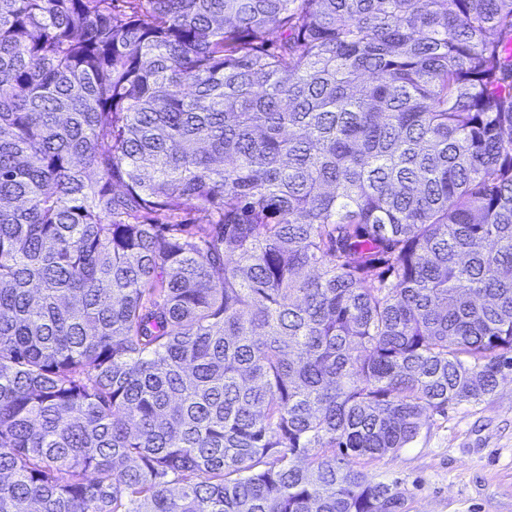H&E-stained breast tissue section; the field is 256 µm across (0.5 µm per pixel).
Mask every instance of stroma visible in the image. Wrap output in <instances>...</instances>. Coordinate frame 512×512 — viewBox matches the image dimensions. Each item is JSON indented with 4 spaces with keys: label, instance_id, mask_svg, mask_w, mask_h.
<instances>
[{
    "label": "stroma",
    "instance_id": "stroma-1",
    "mask_svg": "<svg viewBox=\"0 0 512 512\" xmlns=\"http://www.w3.org/2000/svg\"><path fill=\"white\" fill-rule=\"evenodd\" d=\"M360 468L398 483L408 512H512V374L480 402L427 414L407 448Z\"/></svg>",
    "mask_w": 512,
    "mask_h": 512
}]
</instances>
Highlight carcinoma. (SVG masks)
Returning a JSON list of instances; mask_svg holds the SVG:
<instances>
[{"label": "carcinoma", "instance_id": "1", "mask_svg": "<svg viewBox=\"0 0 512 512\" xmlns=\"http://www.w3.org/2000/svg\"><path fill=\"white\" fill-rule=\"evenodd\" d=\"M511 371L512 0H0V512H406Z\"/></svg>", "mask_w": 512, "mask_h": 512}]
</instances>
